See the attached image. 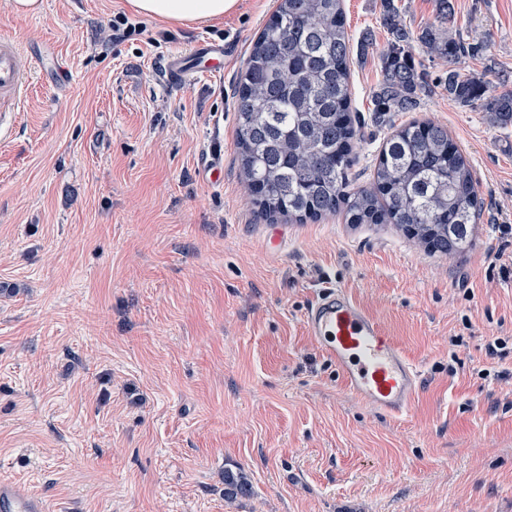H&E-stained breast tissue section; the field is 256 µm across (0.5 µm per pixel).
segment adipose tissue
Here are the masks:
<instances>
[{
	"instance_id": "obj_1",
	"label": "adipose tissue",
	"mask_w": 512,
	"mask_h": 512,
	"mask_svg": "<svg viewBox=\"0 0 512 512\" xmlns=\"http://www.w3.org/2000/svg\"><path fill=\"white\" fill-rule=\"evenodd\" d=\"M136 13L168 23H205L235 9L237 0H128Z\"/></svg>"
}]
</instances>
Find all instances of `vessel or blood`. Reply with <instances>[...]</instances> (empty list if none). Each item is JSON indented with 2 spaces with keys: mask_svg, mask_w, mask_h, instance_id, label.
<instances>
[{
  "mask_svg": "<svg viewBox=\"0 0 512 512\" xmlns=\"http://www.w3.org/2000/svg\"><path fill=\"white\" fill-rule=\"evenodd\" d=\"M229 55L223 44L201 39L173 56L167 72L173 81L187 82L199 73L221 70ZM26 87L20 52L12 39L1 36L0 112L14 111ZM303 322L307 335L335 364L346 391L391 416L409 410L421 386L420 370L345 289L324 288L306 308ZM0 512L51 510L23 485L1 481Z\"/></svg>",
  "mask_w": 512,
  "mask_h": 512,
  "instance_id": "b4317fda",
  "label": "vessel or blood"
}]
</instances>
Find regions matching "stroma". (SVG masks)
<instances>
[{
    "instance_id": "1",
    "label": "stroma",
    "mask_w": 512,
    "mask_h": 512,
    "mask_svg": "<svg viewBox=\"0 0 512 512\" xmlns=\"http://www.w3.org/2000/svg\"><path fill=\"white\" fill-rule=\"evenodd\" d=\"M41 3L0 0V35L51 46L73 77L34 68L0 136V478L60 512H512V127L435 86L377 117L383 0H343L351 37L373 38L350 61L352 186L393 126L440 123L484 201L475 238L445 257L394 224L267 218L240 172L235 87L276 0L189 25L127 0ZM454 6L487 45L460 68L512 88V0ZM119 13L143 32L112 47ZM200 39L233 58L171 81L168 59ZM327 285L420 369L403 417L355 402L307 336ZM235 467L252 492L230 502Z\"/></svg>"
}]
</instances>
